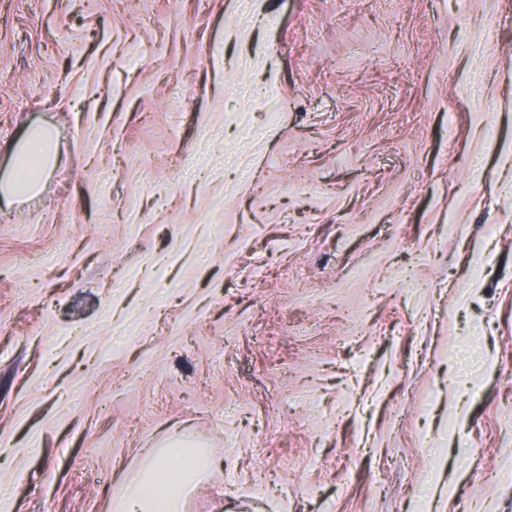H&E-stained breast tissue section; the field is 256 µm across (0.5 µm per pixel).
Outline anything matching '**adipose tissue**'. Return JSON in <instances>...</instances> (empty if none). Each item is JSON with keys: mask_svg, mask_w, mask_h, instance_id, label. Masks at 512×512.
<instances>
[{"mask_svg": "<svg viewBox=\"0 0 512 512\" xmlns=\"http://www.w3.org/2000/svg\"><path fill=\"white\" fill-rule=\"evenodd\" d=\"M13 168L0 179V195L11 199L36 196L54 168V133L39 127L13 150ZM222 462L203 446L174 437L148 457L136 478L124 482L112 499V512H185L192 490Z\"/></svg>", "mask_w": 512, "mask_h": 512, "instance_id": "obj_1", "label": "adipose tissue"}]
</instances>
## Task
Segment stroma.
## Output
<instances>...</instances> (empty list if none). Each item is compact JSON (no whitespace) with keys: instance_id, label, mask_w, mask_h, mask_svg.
<instances>
[{"instance_id":"stroma-1","label":"stroma","mask_w":512,"mask_h":512,"mask_svg":"<svg viewBox=\"0 0 512 512\" xmlns=\"http://www.w3.org/2000/svg\"><path fill=\"white\" fill-rule=\"evenodd\" d=\"M0 512H512V0H0ZM13 157L12 171L0 182L1 195L16 200L36 196L57 161L53 131L34 129L15 146ZM223 461L203 446L174 437L148 457L136 478L112 498L113 512H185L192 490Z\"/></svg>"}]
</instances>
